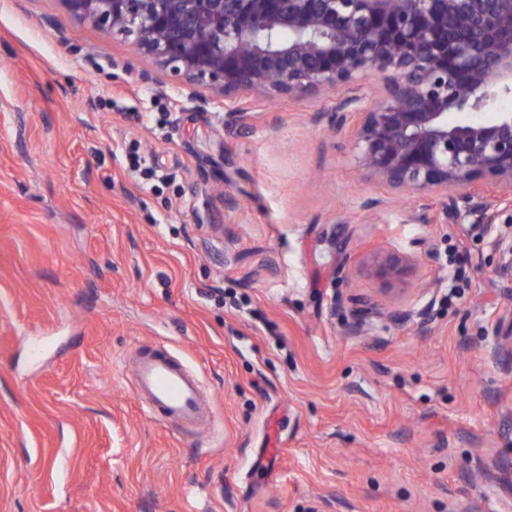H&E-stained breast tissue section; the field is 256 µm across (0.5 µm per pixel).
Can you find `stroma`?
Returning <instances> with one entry per match:
<instances>
[{"mask_svg": "<svg viewBox=\"0 0 512 512\" xmlns=\"http://www.w3.org/2000/svg\"><path fill=\"white\" fill-rule=\"evenodd\" d=\"M153 68L63 0H0V512H512L503 225L364 211L328 96L239 126ZM380 253L412 264L385 284ZM142 352L212 425L146 411Z\"/></svg>", "mask_w": 512, "mask_h": 512, "instance_id": "1", "label": "stroma"}]
</instances>
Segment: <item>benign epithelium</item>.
<instances>
[{"label": "benign epithelium", "mask_w": 512, "mask_h": 512, "mask_svg": "<svg viewBox=\"0 0 512 512\" xmlns=\"http://www.w3.org/2000/svg\"><path fill=\"white\" fill-rule=\"evenodd\" d=\"M120 35L173 83L242 100L336 91L325 116L347 129L356 166L392 194H418L448 221L512 223V0H64ZM512 281V233L497 241ZM410 260L378 257L400 278Z\"/></svg>", "instance_id": "benign-epithelium-1"}]
</instances>
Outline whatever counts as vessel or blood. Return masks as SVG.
Masks as SVG:
<instances>
[{"instance_id": "obj_1", "label": "vessel or blood", "mask_w": 512, "mask_h": 512, "mask_svg": "<svg viewBox=\"0 0 512 512\" xmlns=\"http://www.w3.org/2000/svg\"><path fill=\"white\" fill-rule=\"evenodd\" d=\"M135 388L148 397L150 408L162 409L175 421L192 422L204 416L196 380L168 357H142L136 366Z\"/></svg>"}]
</instances>
